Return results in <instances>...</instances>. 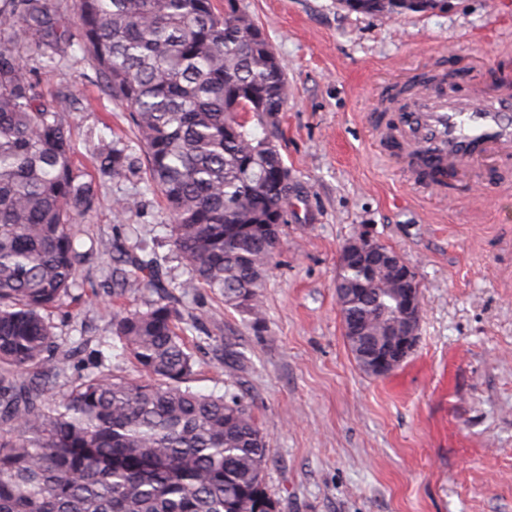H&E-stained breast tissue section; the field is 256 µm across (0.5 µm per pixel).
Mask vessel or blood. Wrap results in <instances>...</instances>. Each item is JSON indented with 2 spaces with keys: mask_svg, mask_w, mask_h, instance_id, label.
Instances as JSON below:
<instances>
[{
  "mask_svg": "<svg viewBox=\"0 0 512 512\" xmlns=\"http://www.w3.org/2000/svg\"><path fill=\"white\" fill-rule=\"evenodd\" d=\"M406 114L408 153L448 182L488 148H512V79L502 78L492 89L474 84L454 95L441 92L437 81H420Z\"/></svg>",
  "mask_w": 512,
  "mask_h": 512,
  "instance_id": "1",
  "label": "vessel or blood"
}]
</instances>
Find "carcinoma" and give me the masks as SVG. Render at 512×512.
I'll return each instance as SVG.
<instances>
[{
    "label": "carcinoma",
    "instance_id": "obj_1",
    "mask_svg": "<svg viewBox=\"0 0 512 512\" xmlns=\"http://www.w3.org/2000/svg\"><path fill=\"white\" fill-rule=\"evenodd\" d=\"M348 8L442 10L447 0H341ZM79 37L112 97L132 114L149 179L172 224L171 251L186 277L165 282L161 258L101 244L112 259L106 285L156 298L116 312L112 333L144 378L69 375L70 355L49 313L73 297L80 266L73 225L99 203L82 180L70 142L67 101L46 99L12 43L37 39L61 67L72 34L52 0H0V512H253L266 490L268 441L237 394L203 395L182 384L193 373L180 324L184 296L208 288L224 306L259 313L265 278L295 192L264 172L288 170L274 140L288 99L284 69L252 18L225 0H74ZM261 114L259 136L246 115ZM120 179L125 149L99 153ZM361 269H337L341 317L361 324L347 345L361 369L398 321L402 286L378 268L362 295L342 284ZM165 459L170 466L146 471Z\"/></svg>",
    "mask_w": 512,
    "mask_h": 512
}]
</instances>
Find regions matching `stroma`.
Masks as SVG:
<instances>
[{
    "label": "stroma",
    "mask_w": 512,
    "mask_h": 512,
    "mask_svg": "<svg viewBox=\"0 0 512 512\" xmlns=\"http://www.w3.org/2000/svg\"><path fill=\"white\" fill-rule=\"evenodd\" d=\"M288 78L278 149L298 195L258 316L225 308L209 289L181 299L194 361L189 386L245 396L266 436V487L280 512H512V156L485 159L452 187L422 192L374 137L400 124L381 111L413 83L447 71L454 89L512 71V0H448L442 11L364 14L337 0H237ZM67 68L39 67L44 95L70 101L75 159L125 146L124 177L103 180L97 211L77 226L76 290L85 304L51 314L71 375L133 372L112 339V313L146 293L111 299L101 242L136 238L170 250V216L151 185L129 112L103 87L79 38ZM135 204L116 212V202ZM370 232L417 275L418 343L388 374L363 372L343 336L336 273L343 246ZM232 352H225V342Z\"/></svg>",
    "instance_id": "stroma-1"
}]
</instances>
